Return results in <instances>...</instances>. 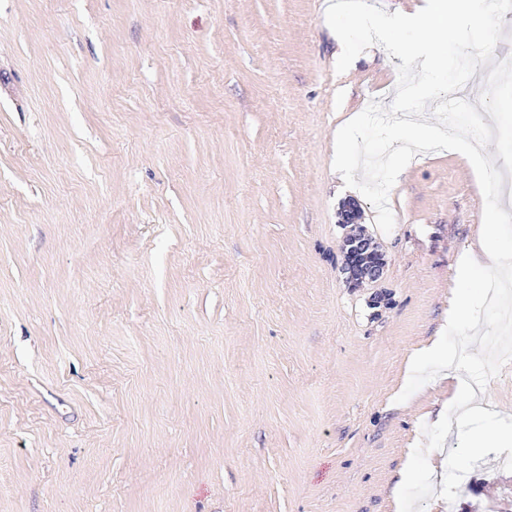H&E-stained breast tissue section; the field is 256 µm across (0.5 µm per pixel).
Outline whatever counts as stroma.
<instances>
[{
    "label": "stroma",
    "mask_w": 512,
    "mask_h": 512,
    "mask_svg": "<svg viewBox=\"0 0 512 512\" xmlns=\"http://www.w3.org/2000/svg\"><path fill=\"white\" fill-rule=\"evenodd\" d=\"M327 5L0 0V512H399L454 387L396 397L484 197L420 154L378 229L335 135L400 59L336 73ZM349 202L387 259L360 288ZM510 485L491 453L424 512H512Z\"/></svg>",
    "instance_id": "1"
}]
</instances>
